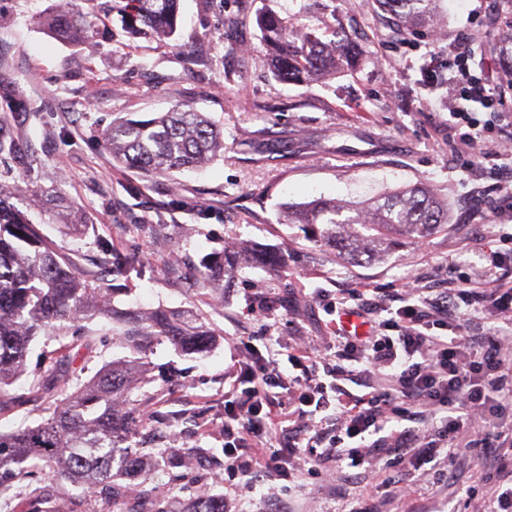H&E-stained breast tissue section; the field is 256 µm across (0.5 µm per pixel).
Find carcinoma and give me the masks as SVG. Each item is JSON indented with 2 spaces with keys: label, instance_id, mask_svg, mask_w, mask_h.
Segmentation results:
<instances>
[{
  "label": "carcinoma",
  "instance_id": "carcinoma-1",
  "mask_svg": "<svg viewBox=\"0 0 512 512\" xmlns=\"http://www.w3.org/2000/svg\"><path fill=\"white\" fill-rule=\"evenodd\" d=\"M440 0H376L378 8L404 26L432 25ZM140 22L129 27L132 36L149 32L171 38L178 27L180 0H127ZM112 0H63L39 23L56 39L85 44L97 32L101 15ZM265 47L264 63L281 81L306 83L336 75L342 66L356 67L363 57L353 45L323 40L318 27L298 28L290 18L268 8L257 16ZM103 145L112 161L126 169L170 174L202 167L224 151V134L201 112L177 107L151 119L117 118L103 130ZM20 158L22 137L0 122V156ZM288 223L319 224V239L332 243L355 261L380 260L406 239H419L449 223L448 204L431 192L411 187L353 204L317 199L288 208ZM358 224L363 231H347ZM112 273L128 277L142 273L145 262L137 254H110ZM282 262L280 256L249 258L242 247L214 253L202 261L203 281L224 287L229 267L248 261ZM114 289L98 281L81 265L78 254H62L50 247L36 225L0 193V407L6 387L21 375L31 342L75 320L112 314L115 342L129 355L100 370L90 381L76 380L61 390V399L40 424L0 432V470L23 468L40 461L58 465L60 473L88 494L105 492L130 498L126 512H152V496L141 493L134 480L148 466V458L127 446L146 427L136 416L134 391L151 382L149 366L139 358L151 343H169L186 355H204L216 344L215 333L191 307H157L124 311L111 303ZM129 483H115L117 477ZM166 512H224V497L207 491L188 500L169 502Z\"/></svg>",
  "mask_w": 512,
  "mask_h": 512
}]
</instances>
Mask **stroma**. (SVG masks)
Wrapping results in <instances>:
<instances>
[{"instance_id":"35a3bbf8","label":"stroma","mask_w":512,"mask_h":512,"mask_svg":"<svg viewBox=\"0 0 512 512\" xmlns=\"http://www.w3.org/2000/svg\"><path fill=\"white\" fill-rule=\"evenodd\" d=\"M58 0H0V113L26 139L23 158L0 157V187L60 251L84 256L121 308L191 307L216 333L205 355L184 356L170 344L148 353L152 381L141 409L149 425L132 438L153 455L137 482L187 499L200 491L227 498L229 512H349L357 498L383 500L382 512H483L512 471H481V451L458 449L453 480L407 478L386 485L380 465L340 468L333 479L312 473L309 449L288 464L287 480L255 490L234 487L224 474V394L245 341L286 351L297 337L321 343L337 324L325 299L339 302L365 288L394 296L409 275L427 287L447 277L474 279L512 271V245H500L512 225V78L498 56L512 34L505 0H443L433 30L401 31L374 11L373 0H278L295 26L320 27L327 38L352 43L369 57L359 68L310 84L278 80L262 61L256 15L265 0H180L182 23L169 40L134 38L114 12L91 42L73 46L49 37L38 23ZM483 76L500 99L482 114L497 137L494 153L468 149L464 127L448 114L446 91L427 85L431 57L447 58L473 33ZM186 106L224 132V154L199 170L146 177L116 167L100 142L116 118L149 119ZM408 185H427L447 201L450 223L425 240L407 241L384 259H344L336 247L284 220L285 204L319 197L357 201ZM82 214L81 234L67 233L52 209L57 198ZM235 243L283 255L284 263L255 266L225 278L223 291L197 279L207 255ZM144 258L142 275L118 277L102 246ZM500 250L499 266L487 254ZM293 295L276 322L247 315L255 294ZM88 342L74 362L91 379L126 356L112 321L100 316L68 324L64 335L39 337L21 376L8 388L13 404L0 411V431L31 426L54 406L56 393L35 388L52 357ZM159 448L180 449L169 464ZM81 489L48 467L0 474V512H71Z\"/></svg>"}]
</instances>
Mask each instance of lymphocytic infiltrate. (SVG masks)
<instances>
[{"label":"lymphocytic infiltrate","mask_w":512,"mask_h":512,"mask_svg":"<svg viewBox=\"0 0 512 512\" xmlns=\"http://www.w3.org/2000/svg\"><path fill=\"white\" fill-rule=\"evenodd\" d=\"M470 59L460 50L430 65L448 70L450 115L467 127V144L486 155L495 142L483 135L475 112L493 108L497 99L494 88L472 73ZM352 299L353 307L340 308L331 301L326 309L370 317V334L341 327L323 348L303 342L289 347L286 361L296 376L285 377L275 355L246 346L236 365L240 395L224 413L228 477L286 476L288 461L304 439L316 446L310 457L314 467L334 462L359 468L378 459L392 484L413 473L451 478L455 451L465 442L485 448L487 470L512 458L511 425L479 426L483 417L512 401V366L504 358L512 336H469L462 327L477 306L512 324V287L497 280L478 285L452 278L447 287L425 288L414 279L393 300L363 291L354 292ZM340 352L359 364L361 375L390 370L391 385L341 398L336 379L344 370L334 362ZM311 408L320 414L313 433L300 424ZM271 435L276 447L262 448L263 438Z\"/></svg>","instance_id":"lymphocytic-infiltrate-1"}]
</instances>
